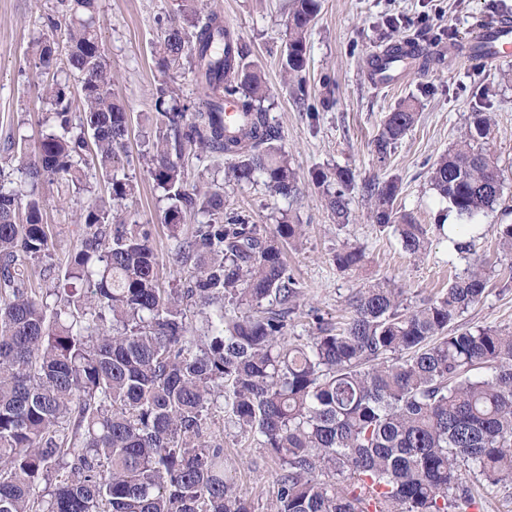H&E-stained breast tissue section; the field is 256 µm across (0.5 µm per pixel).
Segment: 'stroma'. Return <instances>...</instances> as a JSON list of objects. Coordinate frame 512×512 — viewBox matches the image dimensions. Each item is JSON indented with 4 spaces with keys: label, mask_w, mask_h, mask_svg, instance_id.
Listing matches in <instances>:
<instances>
[{
    "label": "stroma",
    "mask_w": 512,
    "mask_h": 512,
    "mask_svg": "<svg viewBox=\"0 0 512 512\" xmlns=\"http://www.w3.org/2000/svg\"><path fill=\"white\" fill-rule=\"evenodd\" d=\"M56 0H0V164L10 162L6 141L10 133L36 144L52 132L48 107L38 86L44 81L26 65V50L45 30L44 21ZM179 0H97V27L103 49L116 76L115 91L133 120L127 151L138 155L148 132L139 116L153 111L156 90L163 80L152 56L161 32L155 18L175 13ZM250 48V58L266 77L269 94L264 102L269 117L282 135L292 167L300 176L297 199H286L263 182L239 185L228 179L231 160L205 154L186 163L191 183L200 187L223 184L230 208L248 214L257 224H275L288 212L306 226L301 248L288 251L290 268L305 284L304 307H315L336 317L351 289L392 280L409 298L434 295L447 287L451 274L462 272L469 261L495 262L494 238L487 227L512 224V59L497 63L468 58L463 47L475 27L512 16V0H320L309 31L306 72L307 101H298L284 78L282 52L288 39L289 0H215ZM411 39L430 38L426 48L442 59L428 71L412 68L397 84H373L367 59L380 52L393 33ZM328 107H321L322 98ZM410 101L418 114L407 135L387 162H379L372 141L385 115L401 101ZM488 104L492 117L490 150L501 173V198L479 219L481 232L471 237V250L448 252V241L432 233L427 254L407 256L393 235L375 225L369 201L361 190L350 196L351 221L337 225L326 206L322 189L312 175L323 168H350L357 182L378 177L396 178L401 192L396 206L418 223L434 224L446 203L432 189L431 163L463 133L470 112ZM137 185L131 204L141 222L153 228V246L162 279L174 283L184 272L171 258L175 242L161 218L166 206L163 192L138 163L126 168ZM43 216L54 237L53 263L65 262L77 246L75 216L58 182L44 186ZM358 247L363 262L351 270L339 269L336 252ZM465 326H492L512 331V282L492 277L487 295L458 319ZM212 430L224 437L227 465L237 480L241 497L253 500L256 512L274 491L275 466L264 449L254 447L237 430L226 429L215 416Z\"/></svg>",
    "instance_id": "obj_1"
}]
</instances>
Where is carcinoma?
Returning <instances> with one entry per match:
<instances>
[{
  "instance_id": "obj_1",
  "label": "carcinoma",
  "mask_w": 512,
  "mask_h": 512,
  "mask_svg": "<svg viewBox=\"0 0 512 512\" xmlns=\"http://www.w3.org/2000/svg\"><path fill=\"white\" fill-rule=\"evenodd\" d=\"M96 0H57L49 33L29 46L57 132L29 147L11 134L15 165L0 168V512H255L228 472L211 418L238 429L277 463L266 512H470L484 486L512 482V332L460 328L494 269L472 263L440 294L410 300L388 281L347 296L331 322L308 311L311 332L290 334L303 283L283 246L305 225L281 214L274 228L226 207L224 189L190 185L185 161L233 160L231 177H257L284 198L298 175L262 106L264 73L246 42L207 0H180L157 17L161 73L188 68L200 95L178 105L163 82L156 138L138 158L166 200L173 261L187 268L164 287L152 228L123 213L136 184L121 163L131 115L115 96L94 21ZM319 0H295L282 65L305 96L308 34ZM399 60L425 69L412 40L390 39L372 70ZM82 110L72 111L70 77ZM240 112L224 125L223 102ZM417 121L403 103L387 113L373 150L385 161ZM492 118L469 116L457 143L431 165L448 211L473 221L501 196L487 147ZM108 183L99 195L93 171ZM75 197L79 245L65 265L49 256L42 184ZM337 225L349 223L356 187L347 168L319 171ZM363 192L379 230L425 255L429 229L398 211L399 181L370 179ZM202 221L185 226L187 217ZM512 281V224L491 228ZM359 248L336 253L357 267Z\"/></svg>"
}]
</instances>
